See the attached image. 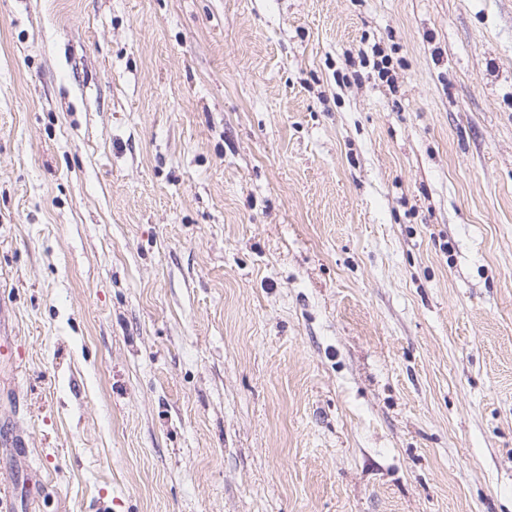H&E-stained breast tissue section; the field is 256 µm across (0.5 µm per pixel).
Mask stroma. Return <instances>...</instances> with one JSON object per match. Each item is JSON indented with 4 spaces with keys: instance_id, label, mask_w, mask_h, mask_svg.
Segmentation results:
<instances>
[{
    "instance_id": "35a3bbf8",
    "label": "stroma",
    "mask_w": 512,
    "mask_h": 512,
    "mask_svg": "<svg viewBox=\"0 0 512 512\" xmlns=\"http://www.w3.org/2000/svg\"><path fill=\"white\" fill-rule=\"evenodd\" d=\"M0 336L16 512H512V0H0Z\"/></svg>"
}]
</instances>
